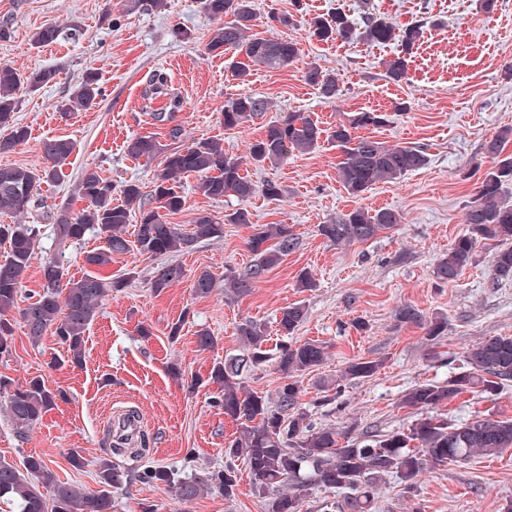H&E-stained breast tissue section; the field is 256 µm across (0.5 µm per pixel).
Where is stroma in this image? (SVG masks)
<instances>
[{"mask_svg":"<svg viewBox=\"0 0 512 512\" xmlns=\"http://www.w3.org/2000/svg\"><path fill=\"white\" fill-rule=\"evenodd\" d=\"M361 2L253 0L263 28L271 13L297 14L298 25L284 34L298 41L300 56L284 69L254 68L240 82L231 77L227 56L204 51L215 22L203 13L200 0H167L163 10L136 12L127 11L125 0H0V20L10 23L9 38L0 39V64L24 76L38 68L57 72L55 83L43 89L20 90L15 119L27 127L29 138L0 154V166L38 170L44 165L43 140L62 137L75 144L60 180L42 184L24 218L36 229L38 247L23 276V297L40 291L44 262H57L79 277L87 270V252L102 244L94 230L66 245L59 244L55 232L61 208L76 212L85 206L76 184L86 168L111 183L113 197H120L129 183L146 194L152 190L164 157L129 158L127 138L150 135L167 149L218 139L225 153L243 157L280 113L306 112L329 128L356 112L374 111L385 113L388 121L363 128V135L388 146H419L427 156L424 167L358 197L340 183L339 152L329 142L310 152H292L277 165H244V174L255 184L272 180L281 186L282 195L274 201L259 193L245 201L233 196L212 200L196 191V176L183 177L185 205L167 214V223L186 230L198 215L223 222L241 208L248 210L249 223L225 224L222 237L183 253L147 257L130 251L98 268L101 278L122 286L103 300L80 364L68 362L54 336L31 342L19 315H11L12 353L0 358V376L17 384L38 377L64 397L23 438L0 401V458L18 465L26 456H40L61 481L97 491V462L110 446V423L133 410L140 417L146 451L119 459L122 469L138 473L165 466L184 479L223 467L224 450L238 430L215 405L221 391L208 382V373L216 360L237 352V325L244 320L265 323L270 341L279 342L276 320L282 308L294 303L306 311L295 339L328 346L326 362L300 379V402L318 426L352 423L361 432L369 426L385 432L406 428L420 417L401 405L409 389L446 382L467 349L483 338L512 336V281L493 283V246L482 247L476 264L456 281L444 283L433 274L437 259L467 230L465 206L492 161L488 142L512 128V0H497L489 13L480 0H369L398 27L421 25L423 35L406 55L395 43L325 42L307 36V21L318 15L340 12L359 22ZM51 21L61 30L58 41L31 48L33 33ZM400 54L408 61L407 72L396 82L387 64ZM312 65L336 74L338 98L324 99L306 81ZM89 70L100 78L98 104L87 111L61 112V102ZM158 71L183 102L166 126L152 114L167 107V99L145 95L150 76ZM240 93L262 98L268 110L244 126L225 128L220 110ZM172 125L182 131L179 141L167 135ZM357 207L392 209L401 222L345 246L330 245L320 236L319 225ZM261 224L288 225L301 245L248 295H226L224 276L252 264L248 240ZM166 264L180 265L184 276L154 293L150 279ZM303 270L311 273L314 288H297ZM203 271L213 276L215 288L200 297L192 285ZM404 305L428 319L446 317L442 341H431L423 326L398 322L395 313ZM176 322L181 331L173 339L169 330ZM201 329L215 337L214 348L198 347ZM357 357L382 360L383 366L374 377L340 381L347 361ZM195 377L202 384L194 388L190 381ZM437 415L457 423L477 416L512 418V385L493 397L460 394L440 406ZM72 450L85 458L84 467L71 465ZM111 495L112 512H141L146 505L155 512H265V501L253 491L243 467L228 497L209 492L184 501L165 487L138 481ZM375 502L376 512H503L512 502V449L434 466L410 489L385 478Z\"/></svg>","mask_w":512,"mask_h":512,"instance_id":"stroma-1","label":"stroma"}]
</instances>
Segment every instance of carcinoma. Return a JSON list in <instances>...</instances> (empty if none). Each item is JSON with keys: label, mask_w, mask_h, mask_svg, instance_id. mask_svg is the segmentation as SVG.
I'll use <instances>...</instances> for the list:
<instances>
[{"label": "carcinoma", "mask_w": 512, "mask_h": 512, "mask_svg": "<svg viewBox=\"0 0 512 512\" xmlns=\"http://www.w3.org/2000/svg\"><path fill=\"white\" fill-rule=\"evenodd\" d=\"M202 8L211 18H227L211 30L205 52L221 54L238 48L244 52V60L232 66L231 76L236 80L245 81L255 66L272 70L286 68L299 56L296 41L255 30L252 0H202ZM308 31L320 41L336 37L366 44L398 41L405 50L412 48L422 35L419 24L398 30L368 10L356 27L338 13L328 19L312 18ZM59 36V26L46 23L33 35L31 46H49ZM56 76V70L51 68L34 71L26 78L27 88L37 91L52 83ZM305 78L326 99L338 94L336 76L317 66L310 67ZM19 87V74L1 64L0 129L5 134L0 135V154L12 152L28 138L26 127L18 125L14 118L19 107ZM99 96L98 73L90 70L60 110H89ZM266 110V101L241 93L224 102V127H240ZM382 123V115L366 111L354 115L347 125L339 123L325 130L304 112H283L267 123L262 137L249 144V158L256 164L273 165L282 162L293 150L309 152L326 139L340 151L337 167L340 182L348 193L360 196L372 186L398 180L427 162L418 146H386L369 137L352 135V130L358 127ZM510 135L512 129H507L487 145V152L496 162L484 172L478 190L465 206L467 232L436 263L434 274L443 282L455 281L475 262L478 246L489 242L495 245L491 259L494 280L512 279V196L506 194V185L512 182V155H502L501 148ZM74 149L69 139H46L41 146L45 160L42 169L1 166L0 214L24 217L34 206L40 185L60 178ZM158 152L159 144L151 136H135L125 142V153L134 159L149 158ZM241 166V159L224 153L220 140L193 141L165 156L163 169L149 194H143L135 183L127 184L119 203L112 199V184L98 171L87 168L77 184V193L86 207L78 212L67 208L58 212V241L63 245L80 241L89 230H97L103 235L104 244L85 256L86 264L97 267L112 263V255L130 250L150 257L184 252L200 241L221 236L224 225L208 214L198 216L188 231L163 220L160 211L175 213L185 205L182 176L196 174V190L213 199L233 195L243 201L258 191L271 200L280 196L281 189L272 181L257 189L241 173ZM136 214L139 219L134 225ZM399 223L401 216L393 210L357 207L328 224L318 225V232L327 242L340 246L368 241ZM0 239L9 244L8 255L0 263V356L12 352L13 328L7 316L16 312L32 341L37 342L50 333L65 346L70 362L80 363L85 334L100 303L108 292L121 287V283L107 282L90 273L77 279L69 277L62 266L48 262L41 267L42 291L21 307L20 284L35 257L37 236L28 224H0ZM298 247L299 238L288 225H259L249 239L254 263L241 273L226 274L224 290L236 296L248 294L254 283ZM182 277L181 266L163 265L154 272L151 288L160 293ZM213 288L215 282L210 273L202 271L196 276L193 283L196 295L207 296ZM304 319L302 305L283 308L277 318L281 335H294ZM396 319L424 326L433 341L444 335L448 327L445 318L427 321L408 305L397 310ZM237 335L241 343L239 353L228 354L216 362L209 379L221 388L218 405L224 416L240 429L239 439L225 449L224 455L230 459L243 458L254 492L268 501L267 512H301L302 496L314 488L350 491V496L330 503L331 512H372L377 482L386 476L393 475L410 487L434 465L466 462L512 447V418L450 423L430 415L461 393L474 389L494 396L508 386L512 382V336H490L482 340L466 352L465 364L469 370L454 374L446 383L419 384L403 396V407L426 411L429 416L415 420L404 430L366 431L352 439L349 434L356 429L354 424L345 430L316 426L300 407L301 388L297 377L324 363L327 355L324 343L291 341L280 345L272 355L264 348L267 341L264 324L245 320L237 325ZM271 363L285 379L275 398L247 390L248 376ZM381 365L379 360L356 358L347 362L339 378H370ZM0 392L7 394L6 413L20 437L57 400V395L37 378L16 387L0 378ZM97 468L101 489L92 494L59 481L46 460L38 455L25 457L21 469L0 459V498L17 502L20 512H112L110 489L126 482L125 472L106 457L98 462ZM138 479L163 485L182 500L212 491L230 496L237 485L236 470L228 464L188 481L175 478L164 467L145 469Z\"/></svg>", "instance_id": "cac0c4a2"}]
</instances>
